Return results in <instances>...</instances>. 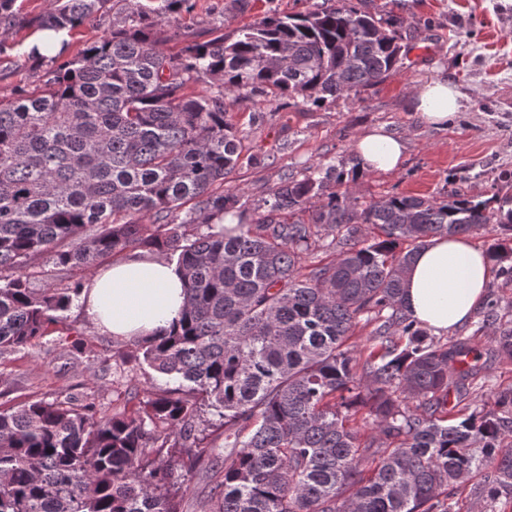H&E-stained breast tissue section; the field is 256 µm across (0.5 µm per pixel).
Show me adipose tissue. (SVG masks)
<instances>
[{"instance_id":"1","label":"adipose tissue","mask_w":512,"mask_h":512,"mask_svg":"<svg viewBox=\"0 0 512 512\" xmlns=\"http://www.w3.org/2000/svg\"><path fill=\"white\" fill-rule=\"evenodd\" d=\"M412 104L427 123L441 125L459 108L460 93L448 81L432 79L415 87ZM403 150L402 138L381 129L356 143L363 167L385 173L398 168ZM497 271L490 254L466 236L431 237L409 262L404 304L422 325L447 332L470 319ZM185 298L175 264L137 254L101 269L81 294L87 316L102 330L126 339L168 328L179 318Z\"/></svg>"}]
</instances>
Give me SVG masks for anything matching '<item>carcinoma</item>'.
Returning a JSON list of instances; mask_svg holds the SVG:
<instances>
[{"label":"carcinoma","mask_w":512,"mask_h":512,"mask_svg":"<svg viewBox=\"0 0 512 512\" xmlns=\"http://www.w3.org/2000/svg\"><path fill=\"white\" fill-rule=\"evenodd\" d=\"M105 2L50 0L31 24L69 33ZM123 2L100 40L50 58L42 87L0 100V354L72 330L83 284L31 287L34 256L69 274L155 249L176 259L185 307L112 357L140 359L173 386L118 412L63 393L0 410V512H184L176 456L205 464L209 512H460L467 480L481 477L492 499L511 489L512 388L474 404L472 337L442 343L413 319L403 270L427 238L490 225L489 253L511 283L512 196H495L496 208L456 193L362 203L356 172L320 164L284 176L249 224L246 203L224 192L241 156L225 97L357 94L398 72L397 26L314 4L172 57L150 28L191 0ZM205 80L210 92L186 93ZM320 249L333 258L300 274ZM361 322L373 325L365 355L348 343ZM483 327L511 359L498 300ZM206 408L218 422L203 423Z\"/></svg>","instance_id":"carcinoma-1"}]
</instances>
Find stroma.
I'll return each mask as SVG.
<instances>
[{
    "instance_id": "obj_1",
    "label": "stroma",
    "mask_w": 512,
    "mask_h": 512,
    "mask_svg": "<svg viewBox=\"0 0 512 512\" xmlns=\"http://www.w3.org/2000/svg\"><path fill=\"white\" fill-rule=\"evenodd\" d=\"M314 0H195L192 12L169 16L157 27L159 48L178 53L189 35L208 40L212 32L235 29L267 16L298 14ZM375 18L397 21L403 53L401 71L361 90L318 105L288 97L240 96L227 107L226 120L242 140V159L224 181L243 194L249 222L265 214L284 175H308L310 167L359 158L353 144L375 128L400 136L406 145L401 167L392 173L363 170L351 189L360 201L392 194L440 198L450 191L475 200L512 194V0H353ZM48 0H14L19 23L4 38L0 54V98L42 83L50 61L28 59L35 33L28 19L42 14ZM444 78L463 95L446 125L427 124L411 104L417 83ZM484 309L456 328L474 336L486 378L484 393L512 385V358L492 354L491 330L481 329ZM73 333L51 332L32 345L0 355V406L52 399L62 392L92 396L120 409L142 400L163 377H149L137 362L116 366L112 354L128 351L132 340L102 332L81 304L69 311ZM89 352L73 364L74 346Z\"/></svg>"
}]
</instances>
